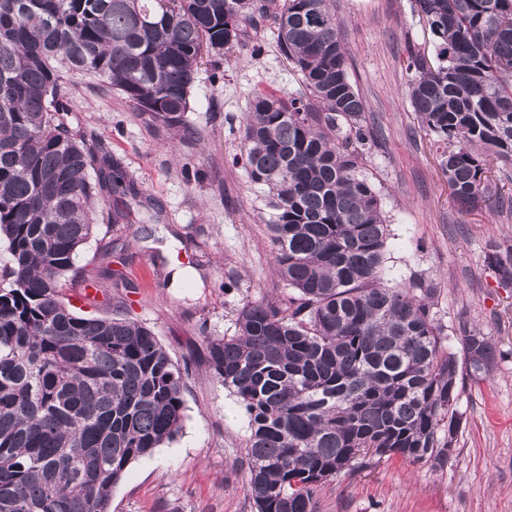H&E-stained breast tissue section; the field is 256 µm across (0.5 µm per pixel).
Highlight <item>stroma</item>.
<instances>
[{"instance_id": "35a3bbf8", "label": "stroma", "mask_w": 512, "mask_h": 512, "mask_svg": "<svg viewBox=\"0 0 512 512\" xmlns=\"http://www.w3.org/2000/svg\"><path fill=\"white\" fill-rule=\"evenodd\" d=\"M336 16L376 139L366 175L389 224L394 281L416 274L432 281L445 347L460 350L464 330L477 324L496 361L460 391L463 424L448 462L394 457L337 477L319 490V512H512V281L489 261L512 251V212L465 211L450 195L437 147L406 93L408 46H431L411 0H336ZM298 87L268 32L252 48L200 66L185 131L154 127L98 77L74 74L67 82L73 132L103 141L146 199L107 227L123 251L85 245L81 261L104 274L103 287L92 303L69 293L70 304L143 324L186 371L180 431L127 467L111 512H255L245 491L249 416L208 369L205 340L234 335L247 301L289 293L259 216L263 191L233 157L252 95ZM113 270L119 279L110 278Z\"/></svg>"}]
</instances>
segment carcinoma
Instances as JSON below:
<instances>
[{"label": "carcinoma", "mask_w": 512, "mask_h": 512, "mask_svg": "<svg viewBox=\"0 0 512 512\" xmlns=\"http://www.w3.org/2000/svg\"><path fill=\"white\" fill-rule=\"evenodd\" d=\"M434 56L410 50L406 88L452 199L500 202L512 167V0H413ZM304 91L258 92L240 138L288 301L247 302L205 360L250 416L246 492L256 512H318L328 480L374 459L448 461L460 381L489 373L492 340L458 354L435 322L437 287L389 286L390 231L363 171L373 134L335 0H0V512H110L133 461L181 429L180 367L118 314L80 316L65 292L106 220L142 193L68 124L64 84L105 80L166 128L184 114L204 53L259 31ZM97 166L91 179L87 169Z\"/></svg>", "instance_id": "carcinoma-1"}]
</instances>
